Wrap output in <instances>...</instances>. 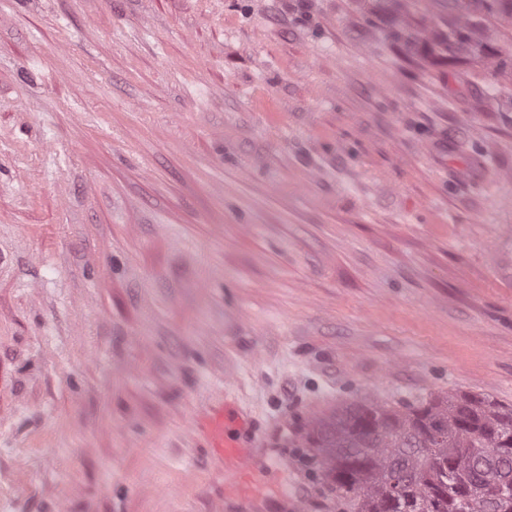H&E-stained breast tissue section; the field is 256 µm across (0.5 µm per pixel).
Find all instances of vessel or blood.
Listing matches in <instances>:
<instances>
[{
  "label": "vessel or blood",
  "instance_id": "b4317fda",
  "mask_svg": "<svg viewBox=\"0 0 512 512\" xmlns=\"http://www.w3.org/2000/svg\"><path fill=\"white\" fill-rule=\"evenodd\" d=\"M207 455L224 467L225 499L241 501L245 512H265L268 500L263 488L253 481L265 458L252 442L253 423L236 404L224 402L210 409L195 424Z\"/></svg>",
  "mask_w": 512,
  "mask_h": 512
}]
</instances>
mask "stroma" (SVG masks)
<instances>
[{"label": "stroma", "instance_id": "stroma-1", "mask_svg": "<svg viewBox=\"0 0 512 512\" xmlns=\"http://www.w3.org/2000/svg\"><path fill=\"white\" fill-rule=\"evenodd\" d=\"M404 22L412 44L388 35ZM448 0H0V499L214 512L237 401L268 508L347 512L313 417L512 405V69ZM498 16L503 20L512 17L511 0H448V33L443 30L432 32L430 41L448 50V55L480 52L498 59V68L505 72L508 57L502 58L492 45L483 16ZM478 18L476 23L474 18Z\"/></svg>", "mask_w": 512, "mask_h": 512}]
</instances>
